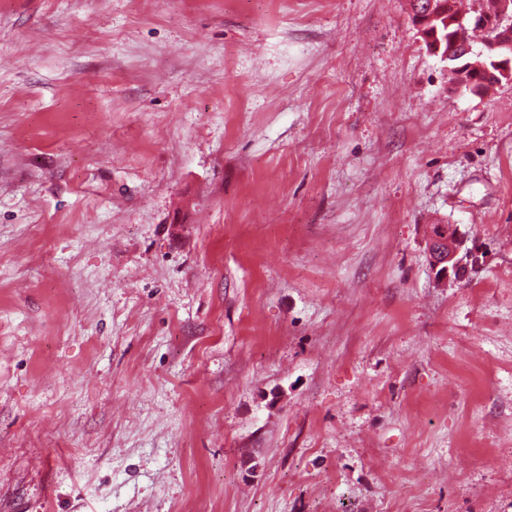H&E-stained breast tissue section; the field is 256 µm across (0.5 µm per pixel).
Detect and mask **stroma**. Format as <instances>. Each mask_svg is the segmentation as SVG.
<instances>
[{
    "mask_svg": "<svg viewBox=\"0 0 512 512\" xmlns=\"http://www.w3.org/2000/svg\"><path fill=\"white\" fill-rule=\"evenodd\" d=\"M0 512H512V83L407 0H0ZM428 2L424 3L425 14L426 17L421 18L423 23H418L415 27L420 34V36L429 43L432 52L436 55L448 53V66L450 67H458L464 65L465 59L460 58L458 53H461L463 50V46L468 43L474 46H483L488 39H490L493 35L490 31L481 32V39L478 42H475L472 38L471 32L477 31L476 28H470L468 26H463L466 24V20L469 16L464 15L459 11L456 7V0H440L441 1V17L440 19H436L434 22H430L427 26L431 25V28L435 26L438 27L439 37L442 43L434 41L432 36V32H430L429 28H426V24L429 21H432L437 17L439 12V7L435 4L436 0H427ZM462 19V21H459ZM467 57L468 61L465 66L456 68V71L452 74L453 78L449 81V84L458 90H468L471 92L473 88V81L468 76V73L471 72H481L483 74H488L491 76V70L489 66L484 61V53L481 50H474L472 47H466V53L464 55ZM460 239L453 225L438 224L429 245V254L433 267L440 277L447 279L464 264L457 258Z\"/></svg>",
    "mask_w": 512,
    "mask_h": 512,
    "instance_id": "1",
    "label": "stroma"
}]
</instances>
